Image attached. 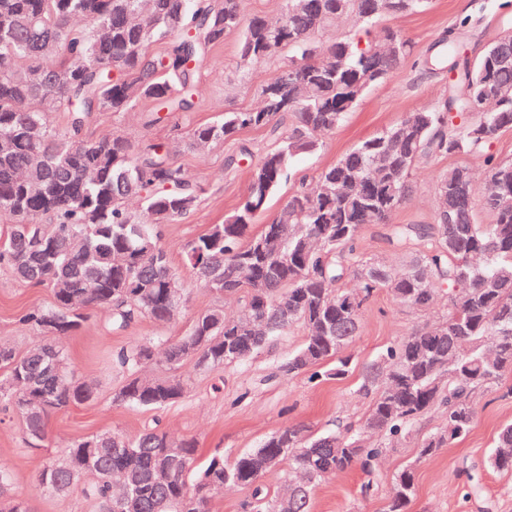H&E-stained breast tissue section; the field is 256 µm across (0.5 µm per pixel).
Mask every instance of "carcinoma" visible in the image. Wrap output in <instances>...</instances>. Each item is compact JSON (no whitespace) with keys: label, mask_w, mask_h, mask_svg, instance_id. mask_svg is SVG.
Masks as SVG:
<instances>
[{"label":"carcinoma","mask_w":512,"mask_h":512,"mask_svg":"<svg viewBox=\"0 0 512 512\" xmlns=\"http://www.w3.org/2000/svg\"><path fill=\"white\" fill-rule=\"evenodd\" d=\"M428 0H285L275 22L243 24L242 0H0V269L18 283L50 288L48 307L20 317L40 340L20 354L0 343V409L17 414L34 442L47 437L49 416L93 401L96 386L76 378L61 340L79 331L88 311H106L122 331L141 319L170 325L169 284L181 271L162 245L163 229L201 203V187L174 164L162 143L134 152L120 130L83 136L102 112L149 105L143 127L192 112L195 86L211 50L241 33L249 65L282 55L256 109L226 111L191 126L185 145L204 151L235 142L246 128L270 141L250 173L236 210L182 248L183 267L199 286L234 298L237 311L214 306L197 314L182 336L142 339L116 356L126 373L113 404L164 410L188 388L181 369L211 371L249 360L272 337L295 326L301 345L280 366L288 376L323 368L341 378L346 350L358 336L361 309L384 290L405 307L425 309L448 290V309L365 367L371 396L361 425L314 433L289 425L227 461L199 463L194 437L175 436L155 420L133 434L112 429L68 442L40 469L48 495L79 486L99 512H209L224 482L249 490L244 512H312L325 479L366 469L386 442L406 439L429 411L445 424L423 438L432 456L462 439L477 414L476 395L512 373V210L501 187L478 194L472 174L454 166L434 176L448 197L433 224H392L413 193V173L439 155L482 153L489 178H507L512 162L486 148L512 127V37L492 42L474 62L458 56L450 31L423 66L455 74L450 95L418 108L360 141L316 177L318 193L299 185L280 212L253 230L291 162L317 152L322 136L352 112L366 91L414 52L410 40L384 27L360 47L350 37H321L343 16L372 27L422 10ZM142 201L141 223L127 203ZM492 223L477 222V213ZM367 224L408 257L400 271L358 249ZM350 277L359 292L340 287ZM288 295V311L277 299ZM353 296L354 307L345 305ZM163 349L165 375L146 368ZM485 466L512 474V423L496 434ZM279 471L272 488L265 475ZM12 471L0 464V512H29L10 493ZM416 495L414 467L393 478L383 512H408Z\"/></svg>","instance_id":"carcinoma-1"}]
</instances>
